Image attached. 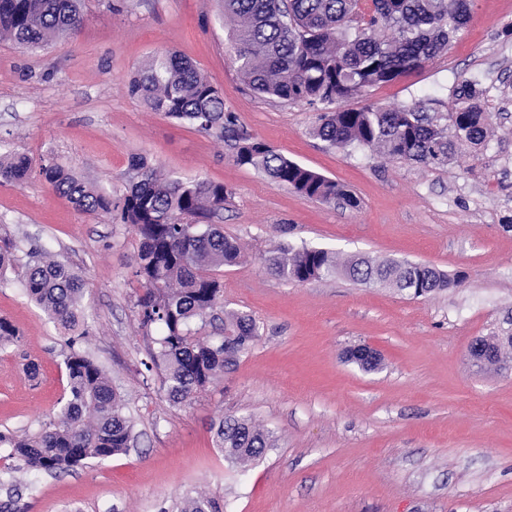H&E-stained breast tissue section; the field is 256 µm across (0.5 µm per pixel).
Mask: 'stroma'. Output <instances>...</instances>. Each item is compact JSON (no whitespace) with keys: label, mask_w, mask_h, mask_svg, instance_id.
Here are the masks:
<instances>
[{"label":"stroma","mask_w":512,"mask_h":512,"mask_svg":"<svg viewBox=\"0 0 512 512\" xmlns=\"http://www.w3.org/2000/svg\"><path fill=\"white\" fill-rule=\"evenodd\" d=\"M79 35L27 52L0 41V150L54 158L93 186L122 193L132 156L162 173L231 188L216 223L247 260L225 268L227 307L261 336L237 370L185 405L143 378L147 339L135 301L138 240L105 214L79 210L35 171L0 184V240L37 246L85 280L90 331L80 344L105 370L139 435L129 453L58 476L14 472L29 512H175L219 498L223 512H512V372L477 370L468 347L512 317V0H472L450 49L422 70L350 100L400 106L449 102L478 79L492 133L447 165L327 147L315 111L250 91L230 57L216 0H87ZM189 58L222 92L240 125L277 152L344 183L359 208L325 205L235 165L230 147L148 110L130 75L155 53ZM432 265L458 286L427 298L337 276L283 281L263 258L283 242ZM0 319L19 332L0 349V430L54 420L66 385L67 335L7 270ZM367 344L383 368L343 353ZM38 364L30 377L28 364ZM245 417L273 431L256 464H228L212 427Z\"/></svg>","instance_id":"35a3bbf8"}]
</instances>
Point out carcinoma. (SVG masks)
I'll return each mask as SVG.
<instances>
[{"mask_svg":"<svg viewBox=\"0 0 512 512\" xmlns=\"http://www.w3.org/2000/svg\"><path fill=\"white\" fill-rule=\"evenodd\" d=\"M233 61L254 92L290 104L321 107L311 128L330 148L375 150L416 163L448 164L463 146L478 148L490 130L473 80L453 89L448 111L422 102L398 107L343 103L420 69L442 53L471 17L470 0H220ZM86 21L85 0H0V38L36 51L75 37ZM128 92L162 112L230 145L233 161L256 169L301 196L351 209L359 201L347 187L275 151L248 132L224 104L220 90L189 59L160 52L129 79ZM121 195L88 185L50 159L40 174L61 196L89 215H109L138 237L135 277L144 293L135 305L141 327L161 335L148 350L145 370L159 378L169 404L179 406L215 380L236 371L260 336L248 313L224 307L217 272L246 261L240 244L211 220L232 191L203 178L161 175L143 157ZM32 160L0 153V183L25 182ZM267 271L286 282L307 283L338 274L366 287L396 288L413 297L448 289L451 280L423 263L344 260L328 249L281 245L264 258ZM22 269L23 294L71 335L63 363L66 388L55 420L34 433L0 432V448L27 472L58 474L91 460L125 454L134 424L104 370L79 347L89 334L84 279L70 265L34 247L19 258L0 249V272ZM479 370L512 369V342L502 335L476 339ZM216 447L232 465L260 459L274 434L248 418L226 417L215 426ZM0 512H28L8 488ZM180 512H220L215 498L185 501Z\"/></svg>","mask_w":512,"mask_h":512,"instance_id":"1","label":"carcinoma"}]
</instances>
